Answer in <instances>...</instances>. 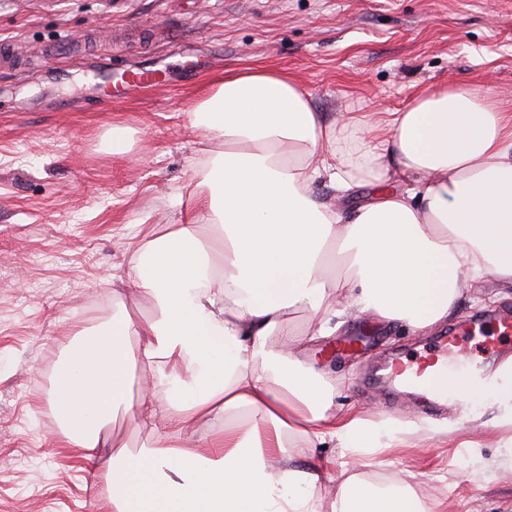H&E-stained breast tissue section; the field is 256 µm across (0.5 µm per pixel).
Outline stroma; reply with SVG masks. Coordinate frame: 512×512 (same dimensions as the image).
Returning <instances> with one entry per match:
<instances>
[{"instance_id":"1","label":"stroma","mask_w":512,"mask_h":512,"mask_svg":"<svg viewBox=\"0 0 512 512\" xmlns=\"http://www.w3.org/2000/svg\"><path fill=\"white\" fill-rule=\"evenodd\" d=\"M0 40L24 59L0 68V512H112L93 463L56 443L47 385L69 334L111 319L113 276L191 210L223 148L191 112L225 73L286 72L331 115L398 112L441 88L512 113V0H0ZM95 56L114 79L151 64L159 82L99 104L85 91ZM116 126L122 155L107 146ZM505 308L512 286L488 276L431 328L361 316L339 330L370 336L356 354L330 355L327 337L298 351L334 386L336 414L407 426L359 478L410 484L427 512H512L504 405L487 395L432 414L372 379L391 354Z\"/></svg>"}]
</instances>
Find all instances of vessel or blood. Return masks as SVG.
<instances>
[{
	"label": "vessel or blood",
	"mask_w": 512,
	"mask_h": 512,
	"mask_svg": "<svg viewBox=\"0 0 512 512\" xmlns=\"http://www.w3.org/2000/svg\"><path fill=\"white\" fill-rule=\"evenodd\" d=\"M488 339L482 358H475L464 343L463 334L452 332L434 340L420 356H409L388 366L380 374L383 382L422 389L430 409L464 404L470 391L483 388L496 375L501 362L512 355V314H497L486 330ZM465 367L464 385L448 384L449 366Z\"/></svg>",
	"instance_id": "1"
}]
</instances>
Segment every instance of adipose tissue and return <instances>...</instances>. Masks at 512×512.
I'll list each match as a JSON object with an SVG mask.
<instances>
[{"label":"adipose tissue","mask_w":512,"mask_h":512,"mask_svg":"<svg viewBox=\"0 0 512 512\" xmlns=\"http://www.w3.org/2000/svg\"><path fill=\"white\" fill-rule=\"evenodd\" d=\"M192 123L224 144L194 198L220 231L179 224L133 254L111 323L77 332L52 374L58 440L95 462L113 512H425L413 489L354 475L393 431L336 416L332 387L293 350L362 313L423 330L464 282L512 284V113L470 89L428 90L363 129L352 157L340 142L354 116L330 118L286 74L245 68L199 99ZM391 173L403 190L345 207L357 178ZM319 180L334 202L314 198ZM334 250L348 276L328 272ZM131 289L151 300V318L122 302ZM122 414L153 448L113 440ZM202 419L213 429L193 439ZM297 434L349 449L346 478L297 467Z\"/></svg>","instance_id":"ef3b65f1"}]
</instances>
